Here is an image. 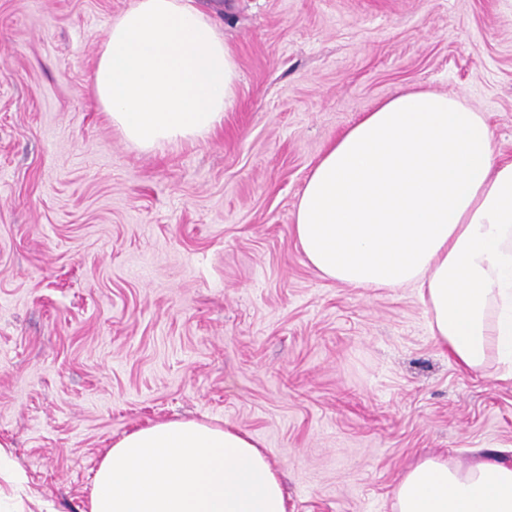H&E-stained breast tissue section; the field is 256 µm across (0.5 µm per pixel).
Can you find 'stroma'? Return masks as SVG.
Segmentation results:
<instances>
[{
  "label": "stroma",
  "instance_id": "stroma-1",
  "mask_svg": "<svg viewBox=\"0 0 512 512\" xmlns=\"http://www.w3.org/2000/svg\"><path fill=\"white\" fill-rule=\"evenodd\" d=\"M132 0H0V441L50 512H82L124 433L252 434L288 512H391L420 455L512 448V379L458 369L411 288L323 279L306 180L407 90L488 113L512 159V0H192L232 48L233 108L153 154L92 73Z\"/></svg>",
  "mask_w": 512,
  "mask_h": 512
}]
</instances>
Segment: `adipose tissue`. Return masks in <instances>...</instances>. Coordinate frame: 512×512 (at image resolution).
Instances as JSON below:
<instances>
[{"label":"adipose tissue","instance_id":"adipose-tissue-1","mask_svg":"<svg viewBox=\"0 0 512 512\" xmlns=\"http://www.w3.org/2000/svg\"><path fill=\"white\" fill-rule=\"evenodd\" d=\"M238 64L186 0H133L102 41L92 83L101 111L143 152L206 137L235 102ZM293 233L322 278L414 288L432 336L461 370L512 364V161L489 119L457 96H395L313 167ZM393 512H512V459L419 457ZM83 512H288L278 472L233 426L158 421L116 440Z\"/></svg>","mask_w":512,"mask_h":512}]
</instances>
